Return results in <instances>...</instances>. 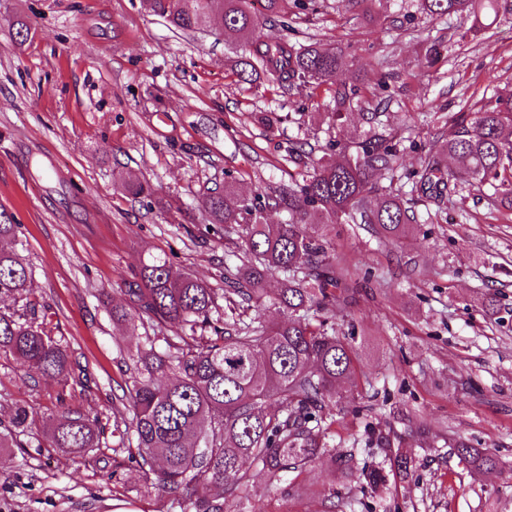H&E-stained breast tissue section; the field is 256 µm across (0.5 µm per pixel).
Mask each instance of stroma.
Here are the masks:
<instances>
[{"mask_svg": "<svg viewBox=\"0 0 512 512\" xmlns=\"http://www.w3.org/2000/svg\"><path fill=\"white\" fill-rule=\"evenodd\" d=\"M286 33L341 49L346 67L315 89H272L230 69L234 35L174 30L142 0H0V219L21 227L30 298L73 371L31 378L0 356V421L19 406L39 413L23 447L0 448V512H195L190 489L151 488L115 433L129 355L176 334L112 320L142 262L162 254L223 287L242 250L206 224L200 198L228 182L245 194L301 182L361 141L359 109L327 119L337 84L389 96L373 128L396 144L402 174L420 170L444 115L512 94L509 23L435 19L415 0H320ZM262 112L276 113L273 128ZM129 183L152 193L133 197ZM414 211L397 240L367 224L308 228L347 273L319 317L355 349L357 386H338L330 411L351 474L326 456L275 482L254 467L225 512H512V204L466 183ZM68 406L100 417L104 447L50 448L40 416ZM387 439L412 463L377 491L366 472L386 466ZM460 441L496 467L470 469Z\"/></svg>", "mask_w": 512, "mask_h": 512, "instance_id": "obj_1", "label": "stroma"}]
</instances>
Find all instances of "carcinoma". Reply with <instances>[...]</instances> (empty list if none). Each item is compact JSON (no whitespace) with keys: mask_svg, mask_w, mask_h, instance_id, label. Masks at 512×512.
<instances>
[{"mask_svg":"<svg viewBox=\"0 0 512 512\" xmlns=\"http://www.w3.org/2000/svg\"><path fill=\"white\" fill-rule=\"evenodd\" d=\"M313 0H143L153 14L183 32L219 20L236 36L232 57L236 74L272 88L319 86L345 65L343 55L319 42L290 43L262 32L266 21L289 27L295 11ZM432 18L478 17L485 9L512 17V0H418ZM329 120L361 100L359 88L340 85ZM345 160L316 164L302 182L247 197L232 184L206 196L201 208L210 224L224 232L242 231L244 256L225 268L224 289L190 272L176 273L165 256L153 254L126 289L128 302L112 308V318L134 330L145 318L180 331L179 346L164 336H147L132 355L136 371L126 400L129 421L124 435L137 450L138 467L158 491L189 488L198 512H224L226 499L248 482L245 463L277 481L319 458L328 447L325 411L336 406V385L355 379L354 349L347 338L328 331L312 314L327 301L328 287L343 281L327 259L326 247L307 232L309 224H369L375 233L400 239L414 221L412 200L394 188L397 152L369 131L361 141L341 147ZM453 161L444 167L439 157ZM389 186L372 182L379 172ZM416 182L422 197L437 200L457 191L463 175L512 196V94L488 98L475 112L448 116V137L430 148ZM288 212V222L266 224L267 211ZM19 225L0 222V299L23 300L32 272L22 255ZM277 279L278 287L267 284ZM230 303L223 311L218 292ZM273 297L281 321L265 326L228 315L234 307ZM165 349L156 347L157 341ZM13 358L25 373L66 381L67 347L46 332L38 308L26 313L0 311V355ZM34 412L19 408L10 425H0V448H20L16 431ZM50 447L83 455L102 444L99 418L79 408L45 417ZM460 459L476 470L496 460L463 443ZM390 470L405 473L411 457L388 454ZM219 486L222 494H209Z\"/></svg>","mask_w":512,"mask_h":512,"instance_id":"cac0c4a2","label":"carcinoma"}]
</instances>
